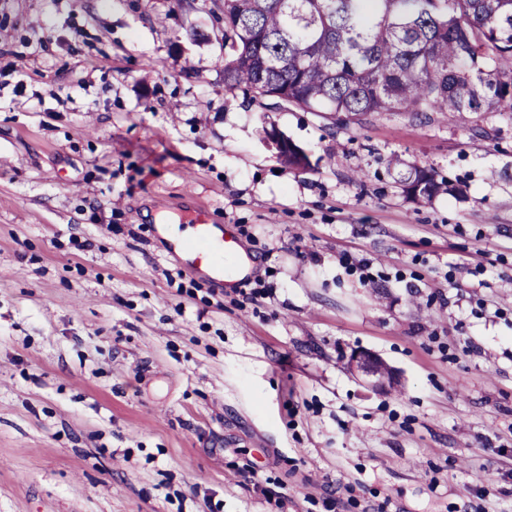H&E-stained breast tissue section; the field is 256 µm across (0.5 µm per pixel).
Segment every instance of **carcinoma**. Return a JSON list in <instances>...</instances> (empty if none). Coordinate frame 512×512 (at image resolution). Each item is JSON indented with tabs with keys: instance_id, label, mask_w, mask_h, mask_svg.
<instances>
[{
	"instance_id": "obj_1",
	"label": "carcinoma",
	"mask_w": 512,
	"mask_h": 512,
	"mask_svg": "<svg viewBox=\"0 0 512 512\" xmlns=\"http://www.w3.org/2000/svg\"><path fill=\"white\" fill-rule=\"evenodd\" d=\"M224 86L282 107L344 113L512 112V0H224ZM282 163L308 170L288 141ZM405 197L452 191L431 168Z\"/></svg>"
}]
</instances>
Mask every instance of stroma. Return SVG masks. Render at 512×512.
I'll return each mask as SVG.
<instances>
[{
    "instance_id": "stroma-1",
    "label": "stroma",
    "mask_w": 512,
    "mask_h": 512,
    "mask_svg": "<svg viewBox=\"0 0 512 512\" xmlns=\"http://www.w3.org/2000/svg\"><path fill=\"white\" fill-rule=\"evenodd\" d=\"M223 3L0 0V512H276L265 487L286 512H512V119L250 101L224 86ZM414 164L453 193L407 200ZM200 207L248 227L254 268L184 302L157 226ZM460 256L486 287L446 286ZM355 350L398 388L367 391ZM266 137L271 147L275 150L276 156L278 155L279 157L284 150L288 149V154H285L283 159H281L282 163L297 170L305 171L311 168V162L307 153L292 140L287 138V141L276 129L268 130ZM342 262L345 264L347 274L357 278L363 285L374 283L377 279H388L389 277V274L384 271H376L374 273L373 265L367 259L357 260L347 256L342 259ZM461 270H466V272L473 276L474 278H479L485 272V267L481 262H473L465 257H458L455 260L449 261L446 265V270L443 272V279L448 287L455 288L456 284V276Z\"/></svg>"
}]
</instances>
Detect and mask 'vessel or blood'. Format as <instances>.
Instances as JSON below:
<instances>
[{"mask_svg":"<svg viewBox=\"0 0 512 512\" xmlns=\"http://www.w3.org/2000/svg\"><path fill=\"white\" fill-rule=\"evenodd\" d=\"M195 235L198 249L188 251L184 258L188 271L208 277L218 287L232 284L233 277L222 262L224 255L234 253L238 241L230 226H217L209 223L205 211H197Z\"/></svg>","mask_w":512,"mask_h":512,"instance_id":"obj_1","label":"vessel or blood"}]
</instances>
